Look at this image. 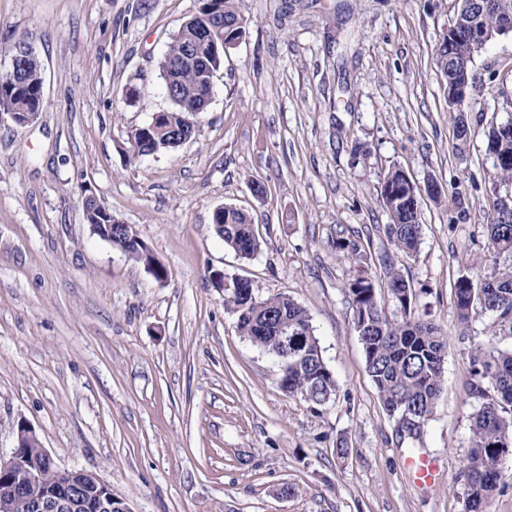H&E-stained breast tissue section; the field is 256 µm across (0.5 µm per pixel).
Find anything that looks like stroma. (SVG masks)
Returning <instances> with one entry per match:
<instances>
[{
    "instance_id": "stroma-1",
    "label": "stroma",
    "mask_w": 512,
    "mask_h": 512,
    "mask_svg": "<svg viewBox=\"0 0 512 512\" xmlns=\"http://www.w3.org/2000/svg\"><path fill=\"white\" fill-rule=\"evenodd\" d=\"M199 0H0V76L32 43L44 93L26 126L0 119V455L28 421L64 469L96 473L131 512H462L469 450L467 349L454 283L488 273L491 96L467 109L459 146L433 55L455 0H242L246 37L224 58L179 147L139 158L132 130L170 109L160 63ZM140 99L125 103L128 86ZM402 168L422 198L416 254L387 242L378 189ZM264 194H255L254 184ZM95 196L165 266L93 234ZM249 213L253 258L225 247L213 213ZM357 244L388 314L395 264L417 312L450 340L422 437L440 466L413 483L396 423L366 373L347 283ZM309 313L336 380L312 411L279 386L276 359L241 337L216 273ZM349 454L337 459V439Z\"/></svg>"
}]
</instances>
